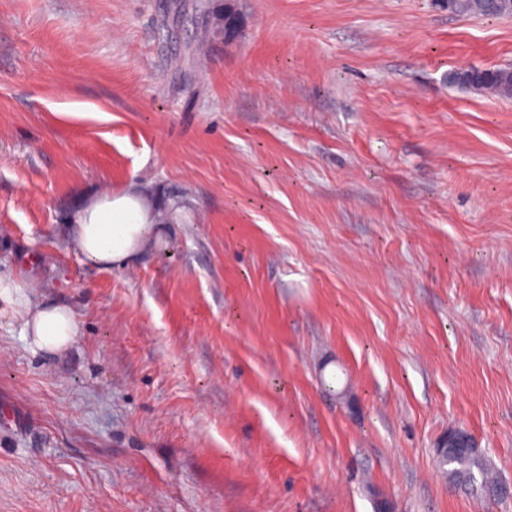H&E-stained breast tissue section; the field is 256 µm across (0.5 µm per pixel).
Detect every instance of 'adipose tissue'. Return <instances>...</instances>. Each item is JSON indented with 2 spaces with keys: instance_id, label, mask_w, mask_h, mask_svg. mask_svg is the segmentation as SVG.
Here are the masks:
<instances>
[{
  "instance_id": "obj_1",
  "label": "adipose tissue",
  "mask_w": 512,
  "mask_h": 512,
  "mask_svg": "<svg viewBox=\"0 0 512 512\" xmlns=\"http://www.w3.org/2000/svg\"><path fill=\"white\" fill-rule=\"evenodd\" d=\"M155 200L139 184L117 194L82 203L69 226L72 247L82 259L104 271L126 268L153 254L173 228L157 223ZM0 317L18 319L22 332L39 351L59 355L78 334L73 312L64 306L38 302L30 285L0 278Z\"/></svg>"
}]
</instances>
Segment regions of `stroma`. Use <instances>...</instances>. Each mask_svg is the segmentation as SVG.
<instances>
[{"label":"stroma","instance_id":"obj_1","mask_svg":"<svg viewBox=\"0 0 512 512\" xmlns=\"http://www.w3.org/2000/svg\"><path fill=\"white\" fill-rule=\"evenodd\" d=\"M0 0V276L68 306L0 324V512H512L437 465L465 428L512 481V17L446 0ZM181 199L102 271L80 200ZM487 3L491 6L492 10L496 11L495 14L489 15L485 13L477 1L471 0L456 1L453 10L450 12L471 17H510L509 10L505 14L498 12L502 5L506 3L512 5L510 0H488ZM183 18L185 20L190 19L192 25L194 26L196 37L198 38V43L195 47V52L197 53L200 51L203 44L207 41V38L212 32H219L223 30L222 24L224 16L223 18H214L210 11L198 10L197 7H195L194 13L191 14L177 11L174 21L177 22ZM214 19H216L217 22H215ZM494 75L491 77L475 82L472 85V78L468 74L470 70H461L459 79L456 81V84L463 88L472 87V92L483 94V95H491L499 98L509 99L512 98L508 95V83L510 79V86L512 92V72L505 71L504 68H494ZM501 71V74H499ZM5 319H20L23 336L39 351L59 355L78 336L74 313L65 306L38 302L29 284L0 277V324Z\"/></svg>","mask_w":512,"mask_h":512}]
</instances>
